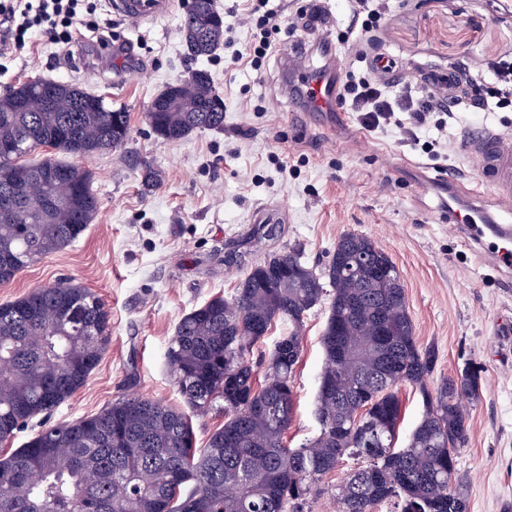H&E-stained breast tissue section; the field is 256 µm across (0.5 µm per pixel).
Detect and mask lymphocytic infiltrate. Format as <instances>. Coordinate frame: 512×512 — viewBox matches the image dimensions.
<instances>
[{
	"label": "lymphocytic infiltrate",
	"mask_w": 512,
	"mask_h": 512,
	"mask_svg": "<svg viewBox=\"0 0 512 512\" xmlns=\"http://www.w3.org/2000/svg\"><path fill=\"white\" fill-rule=\"evenodd\" d=\"M264 0H251L243 22L251 32L246 51L236 52L234 62H248L260 68L276 44L280 26L289 30L311 29L312 15L299 8L288 20L278 14L262 12ZM86 0H0V56L24 47L28 35L36 33L47 42L66 46L72 31L81 22ZM363 72L346 71L336 80V94L347 111L356 113L362 129L377 132L397 129L405 145H421L431 160L448 158V123L465 122L470 114L491 113L512 105V62L498 61L490 66L489 79L470 76L464 96L448 94L447 79L428 84L381 82L375 67L380 56L358 51Z\"/></svg>",
	"instance_id": "lymphocytic-infiltrate-1"
}]
</instances>
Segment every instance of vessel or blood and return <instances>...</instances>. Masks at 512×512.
Instances as JSON below:
<instances>
[{"instance_id": "b4317fda", "label": "vessel or blood", "mask_w": 512, "mask_h": 512, "mask_svg": "<svg viewBox=\"0 0 512 512\" xmlns=\"http://www.w3.org/2000/svg\"><path fill=\"white\" fill-rule=\"evenodd\" d=\"M174 0H111L113 11L150 25L167 16ZM303 97L310 109L317 112L339 108L336 97V73L311 74L301 85ZM466 149L480 160V169L493 175V184L504 211L512 210V143L497 134L481 131L468 137ZM452 189L468 198L466 207L450 211L449 223L455 224L475 246L481 258L505 275L512 274V225L484 209L480 183L452 180Z\"/></svg>"}]
</instances>
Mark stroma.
I'll return each instance as SVG.
<instances>
[{"label":"stroma","mask_w":512,"mask_h":512,"mask_svg":"<svg viewBox=\"0 0 512 512\" xmlns=\"http://www.w3.org/2000/svg\"><path fill=\"white\" fill-rule=\"evenodd\" d=\"M95 3L66 48L37 36L0 58V94L38 78L75 83L128 112L130 125L123 147L75 160L91 172L98 199L84 234L0 285L5 303L40 286L79 284L111 318L108 344L84 386L50 415L32 419L6 452L45 427L128 396L179 402L165 352L185 314L231 295L269 254L294 248L321 266L342 235L358 233L399 270L417 342L436 351L429 387L465 364L480 370L482 392L465 403L470 431L458 470L469 512H512V280L481 263L449 224L448 209L461 200L447 176L420 147L401 145L397 130L361 137L355 117L307 111L285 92L293 76L282 56L258 71L230 64L249 40L242 0H216L224 42L199 59L188 57L183 43L184 0H174L172 14L150 27L114 13L108 0ZM122 41L131 52L120 61L108 49ZM374 46L403 65L405 81L457 64L477 69L512 54V0H390ZM197 69L208 71L224 100L223 129H197L174 142L157 136L145 120L147 106ZM283 161L288 169H280ZM422 167L429 182L418 180ZM149 168L161 179L147 187ZM271 217L280 224L269 237L263 222ZM326 317L320 305L305 319L292 448L319 429ZM358 465L344 458L303 512H337L336 488Z\"/></svg>","instance_id":"35a3bbf8"}]
</instances>
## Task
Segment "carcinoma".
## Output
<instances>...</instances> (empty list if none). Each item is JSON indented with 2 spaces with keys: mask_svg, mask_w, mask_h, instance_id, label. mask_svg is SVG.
I'll use <instances>...</instances> for the list:
<instances>
[{
  "mask_svg": "<svg viewBox=\"0 0 512 512\" xmlns=\"http://www.w3.org/2000/svg\"><path fill=\"white\" fill-rule=\"evenodd\" d=\"M182 36L190 56L214 53L224 38L215 0H195ZM36 83L51 88V102L29 82L0 95V145L20 148L0 161V201L11 192L6 171L37 146L84 157L128 138V113L106 107L101 96L72 83ZM151 105L156 111L145 118L166 140L224 127V99L206 71L167 86ZM46 165L58 172L49 183L57 205L30 194L20 203L22 219L0 213V256H7L0 284L71 245L97 212L88 171L51 158L26 169ZM325 300L319 432L290 448L301 330ZM279 322L291 330L274 343L259 381L251 353ZM109 335V311L82 285L43 286L0 304V358L9 362L0 367V443L77 392ZM338 343L349 356L340 357ZM166 361L183 406L130 396L39 432L0 459V512H301L349 456L366 465L344 478L341 512H374L392 500L400 512H468L457 452L470 427L463 402L479 397L480 372L471 367L429 389L435 353L418 345L398 270L368 237L343 235L321 268L295 250L269 255L233 295L181 318ZM403 383L419 390L425 410L399 446ZM212 411L224 413V425L198 449L190 414Z\"/></svg>",
  "mask_w": 512,
  "mask_h": 512,
  "instance_id": "obj_1",
  "label": "carcinoma"
}]
</instances>
